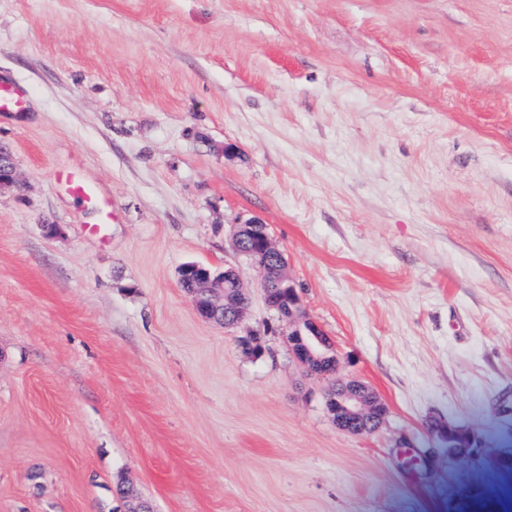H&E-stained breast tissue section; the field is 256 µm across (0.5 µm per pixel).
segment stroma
<instances>
[{
    "instance_id": "1",
    "label": "stroma",
    "mask_w": 512,
    "mask_h": 512,
    "mask_svg": "<svg viewBox=\"0 0 512 512\" xmlns=\"http://www.w3.org/2000/svg\"><path fill=\"white\" fill-rule=\"evenodd\" d=\"M0 83L25 96L0 114V512H117L121 477L154 512H512V0H0ZM251 218L377 431L295 364L230 246ZM189 261L237 270L241 324L197 313ZM54 181L66 186L75 197L83 201L88 207L101 212L105 222L112 221V208L104 196L93 190L75 172L57 170L54 173ZM436 431L445 443L448 455H460L465 448H470L468 432L448 422V425H438Z\"/></svg>"
}]
</instances>
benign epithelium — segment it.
Listing matches in <instances>:
<instances>
[{
	"label": "benign epithelium",
	"instance_id": "7a95c632",
	"mask_svg": "<svg viewBox=\"0 0 512 512\" xmlns=\"http://www.w3.org/2000/svg\"><path fill=\"white\" fill-rule=\"evenodd\" d=\"M232 249L248 258L255 267L266 305L286 327L288 347L305 371L329 378L326 407L336 426L350 433L377 429L386 408L362 381L341 372L331 344L320 327L310 320L301 291L288 275V260L275 246L266 224L252 218L234 225ZM193 278L188 289L197 312L204 319L234 327L246 310V295L237 271L226 267L218 272L197 263L179 269V283ZM436 431L450 455H460L470 447L467 431L450 423Z\"/></svg>",
	"mask_w": 512,
	"mask_h": 512
}]
</instances>
